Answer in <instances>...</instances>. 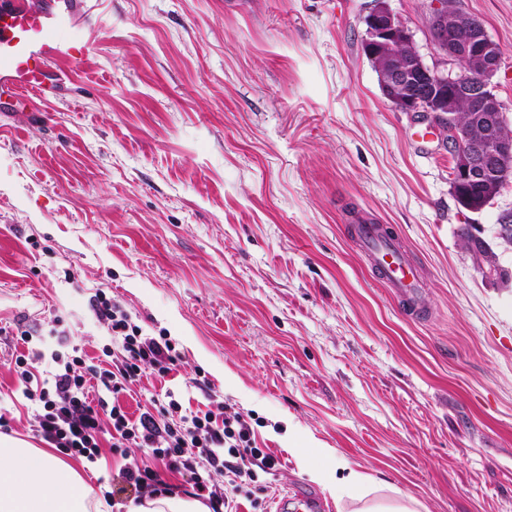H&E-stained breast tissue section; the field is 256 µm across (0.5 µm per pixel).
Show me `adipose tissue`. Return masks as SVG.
<instances>
[{"mask_svg": "<svg viewBox=\"0 0 512 512\" xmlns=\"http://www.w3.org/2000/svg\"><path fill=\"white\" fill-rule=\"evenodd\" d=\"M334 468L344 473L336 483L337 497L360 501L359 512H415V498L370 499L366 477L341 460ZM82 469L27 442L1 439L0 512H107L105 499H92Z\"/></svg>", "mask_w": 512, "mask_h": 512, "instance_id": "obj_1", "label": "adipose tissue"}]
</instances>
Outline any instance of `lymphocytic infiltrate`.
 Instances as JSON below:
<instances>
[{
	"label": "lymphocytic infiltrate",
	"mask_w": 512,
	"mask_h": 512,
	"mask_svg": "<svg viewBox=\"0 0 512 512\" xmlns=\"http://www.w3.org/2000/svg\"><path fill=\"white\" fill-rule=\"evenodd\" d=\"M93 310L112 340L103 351L111 359L106 368L86 364L74 352L55 354L52 366L42 367L31 336L20 334L29 350L16 355L15 366L23 395L35 406L36 437L63 455L90 461L105 445L115 453L130 446L148 449L150 463L120 470L118 493L140 499L172 492L151 466L157 460L179 474L211 512H235L238 495L250 493L260 473L275 469L277 459L256 448L250 423L225 406L193 411L172 397L153 401L151 410L131 417L120 395L143 376H168L181 355L167 338L144 334L105 292L95 294ZM217 473L223 474V483L214 482Z\"/></svg>",
	"instance_id": "lymphocytic-infiltrate-1"
}]
</instances>
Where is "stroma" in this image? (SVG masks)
Masks as SVG:
<instances>
[{
    "label": "stroma",
    "instance_id": "35a3bbf8",
    "mask_svg": "<svg viewBox=\"0 0 512 512\" xmlns=\"http://www.w3.org/2000/svg\"><path fill=\"white\" fill-rule=\"evenodd\" d=\"M428 66L430 0H389ZM502 49L490 80L512 124V0H457ZM372 0H100L73 78L0 112V436L34 441L11 365L18 329L88 358L111 338L99 287L183 362L122 401L170 391L250 418L304 489L357 512L298 463L335 459L419 512H512V180L481 212L451 189L453 155L395 109L362 52ZM392 227L420 263L417 312L352 235ZM483 241L477 257L466 235ZM104 452L93 496L148 460Z\"/></svg>",
    "mask_w": 512,
    "mask_h": 512
}]
</instances>
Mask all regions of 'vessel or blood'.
Masks as SVG:
<instances>
[{
    "instance_id": "1",
    "label": "vessel or blood",
    "mask_w": 512,
    "mask_h": 512,
    "mask_svg": "<svg viewBox=\"0 0 512 512\" xmlns=\"http://www.w3.org/2000/svg\"><path fill=\"white\" fill-rule=\"evenodd\" d=\"M92 12L91 0H0V88L30 100L68 80L88 53L84 21ZM352 230L391 293L416 310L422 279L404 243L379 224L358 223Z\"/></svg>"
}]
</instances>
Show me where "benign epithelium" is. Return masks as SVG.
<instances>
[{
	"label": "benign epithelium",
	"mask_w": 512,
	"mask_h": 512,
	"mask_svg": "<svg viewBox=\"0 0 512 512\" xmlns=\"http://www.w3.org/2000/svg\"><path fill=\"white\" fill-rule=\"evenodd\" d=\"M435 3L430 18L433 42L451 68L430 67L418 52L406 23L388 0H373L364 17L362 50L376 63L385 98L401 112L422 114L438 120L454 158L452 179L461 207L477 213L485 201L501 190L512 173V128L503 107L489 87L502 51L476 17L461 25L448 9V0ZM469 107V122H455L460 102ZM482 130L481 149L471 148V130Z\"/></svg>",
	"instance_id": "7a95c632"
}]
</instances>
